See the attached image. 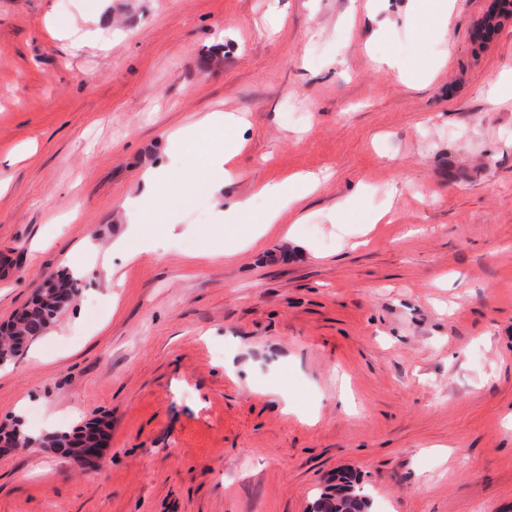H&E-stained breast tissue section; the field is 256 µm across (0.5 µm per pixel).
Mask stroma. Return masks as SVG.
I'll return each mask as SVG.
<instances>
[{
  "mask_svg": "<svg viewBox=\"0 0 512 512\" xmlns=\"http://www.w3.org/2000/svg\"><path fill=\"white\" fill-rule=\"evenodd\" d=\"M411 6L0 0V323L84 270L0 366V427L109 424L96 470L0 448V512H309L341 469L371 512H512V21L477 41L492 0H451L422 37ZM213 112L249 125L224 193L250 211L213 233L176 173L156 253L113 256L169 132ZM292 174L320 180L295 242L221 260Z\"/></svg>",
  "mask_w": 512,
  "mask_h": 512,
  "instance_id": "stroma-1",
  "label": "stroma"
}]
</instances>
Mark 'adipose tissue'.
<instances>
[{
    "label": "adipose tissue",
    "mask_w": 512,
    "mask_h": 512,
    "mask_svg": "<svg viewBox=\"0 0 512 512\" xmlns=\"http://www.w3.org/2000/svg\"><path fill=\"white\" fill-rule=\"evenodd\" d=\"M211 123V118L207 117L171 135L172 148L167 165H158L147 170L143 175L144 193L137 197L126 198L122 203L130 224L134 225L148 219L156 200L166 192L169 186V171L187 168L196 153L203 151L208 154L209 168L205 171L193 170L194 178H206L208 171L220 172L223 171L225 165L229 164L240 148L242 135L235 130L228 135L224 143L209 142L205 137V132ZM315 187V178L308 175L259 184L256 190L257 195L277 200L279 207L266 213L262 224L254 228V237L259 238L277 232L281 234L282 238L293 239V230L279 229L277 224L279 212L285 208H297L299 202L311 194Z\"/></svg>",
    "instance_id": "ef3b65f1"
}]
</instances>
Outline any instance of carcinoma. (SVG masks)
Returning a JSON list of instances; mask_svg holds the SVG:
<instances>
[{
	"label": "carcinoma",
	"mask_w": 512,
	"mask_h": 512,
	"mask_svg": "<svg viewBox=\"0 0 512 512\" xmlns=\"http://www.w3.org/2000/svg\"><path fill=\"white\" fill-rule=\"evenodd\" d=\"M49 279L58 282V287L42 291L17 315L12 332L0 336V363H8L25 350L27 345L45 335L56 321L63 308L78 292V281L66 272L52 274ZM101 420L91 419L71 430L46 434L41 439L44 448H52L58 439L97 430ZM370 495L360 483L357 474L350 470L336 474L334 483L327 484L312 501L311 512H370Z\"/></svg>",
	"instance_id": "obj_1"
}]
</instances>
